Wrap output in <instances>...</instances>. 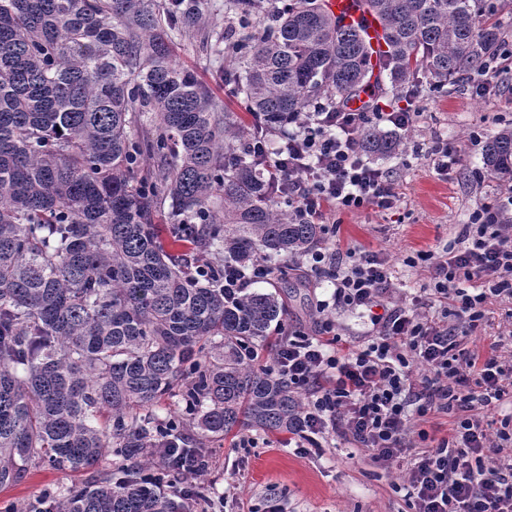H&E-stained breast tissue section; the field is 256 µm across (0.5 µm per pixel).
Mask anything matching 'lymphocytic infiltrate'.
Instances as JSON below:
<instances>
[{
  "instance_id": "f902f5d3",
  "label": "lymphocytic infiltrate",
  "mask_w": 512,
  "mask_h": 512,
  "mask_svg": "<svg viewBox=\"0 0 512 512\" xmlns=\"http://www.w3.org/2000/svg\"><path fill=\"white\" fill-rule=\"evenodd\" d=\"M420 119L416 111L374 114L324 104L290 117L276 149L264 136L248 149L270 184L287 187L293 223L332 224L343 212L397 209L399 193L357 138L372 122L406 131ZM504 210L490 202L476 208L454 246L434 256L429 292L408 303L389 304L394 283L382 252L306 253L311 270L331 277L337 303L368 313L367 345L340 347L330 321L313 336L274 329L270 370L306 398L297 445L317 448L340 437L385 469L410 454L414 512H512V412L496 424L485 418L512 392V333L495 336L481 352L439 317L454 310L467 334L482 328L489 305L505 306L512 318V226L501 221ZM435 409L459 415L446 438L414 451L410 417Z\"/></svg>"
}]
</instances>
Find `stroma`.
Here are the masks:
<instances>
[{
  "label": "stroma",
  "instance_id": "35a3bbf8",
  "mask_svg": "<svg viewBox=\"0 0 512 512\" xmlns=\"http://www.w3.org/2000/svg\"><path fill=\"white\" fill-rule=\"evenodd\" d=\"M198 3L204 22L174 33L172 59L210 90L219 110L246 117L242 97L224 80L222 37L234 31L236 23L225 13L224 0ZM384 101L423 113L411 131L401 133L402 151L378 162L401 196L400 213L366 209L343 214L336 237L345 248L387 253L393 297L401 301L419 295L430 276L426 264L403 265V255L442 252L453 245L473 209L512 193V182L485 172L483 146L470 140L474 130L489 136L512 126V69L498 72L495 88L485 98L468 87L441 93L425 84L416 98L401 92L385 96ZM437 136L456 142L463 151L458 169L446 177L437 174L421 154ZM333 292L327 278L312 276L310 287L289 293L283 324L311 334L320 322L330 320L344 341L365 344L372 328L367 314L337 305ZM243 438L252 440V447H239ZM288 441L285 433L244 427L205 443L209 468L196 486L210 499L212 512H411L405 492L406 460L386 471L371 461L368 451L340 439L309 450L289 446ZM108 470L105 463L82 472L47 465L33 468L20 483L0 489V506L33 504L49 491L87 483Z\"/></svg>",
  "mask_w": 512,
  "mask_h": 512
}]
</instances>
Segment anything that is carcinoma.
Segmentation results:
<instances>
[{"mask_svg": "<svg viewBox=\"0 0 512 512\" xmlns=\"http://www.w3.org/2000/svg\"><path fill=\"white\" fill-rule=\"evenodd\" d=\"M380 18L390 87H461L493 61L503 32L492 0H362ZM227 80L253 119L220 116L210 91L171 58V33L199 21L196 0H0V488L29 466L123 470L48 494L50 512H184L161 490L158 445L189 415L219 439L238 426L295 433L301 395L254 364L286 311L279 295L224 299V262L296 257L323 241L292 224L243 141L369 83L359 31L324 0H225ZM373 157L401 140L374 125ZM156 160L144 175L141 158ZM512 177V128L483 145ZM169 204L167 251L158 210ZM207 260L206 275L188 262ZM176 397L165 419L140 410Z\"/></svg>", "mask_w": 512, "mask_h": 512, "instance_id": "1", "label": "carcinoma"}]
</instances>
